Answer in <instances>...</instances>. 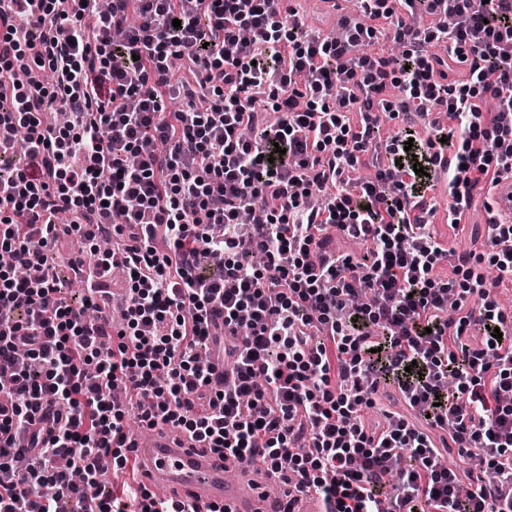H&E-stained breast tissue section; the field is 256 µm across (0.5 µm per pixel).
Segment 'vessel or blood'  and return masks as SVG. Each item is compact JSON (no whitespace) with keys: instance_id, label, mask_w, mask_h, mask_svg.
I'll return each mask as SVG.
<instances>
[{"instance_id":"vessel-or-blood-1","label":"vessel or blood","mask_w":512,"mask_h":512,"mask_svg":"<svg viewBox=\"0 0 512 512\" xmlns=\"http://www.w3.org/2000/svg\"><path fill=\"white\" fill-rule=\"evenodd\" d=\"M495 222H512V176L489 194ZM142 485L159 495L183 500L195 512H275L265 490L274 475L267 470L240 468L222 454L198 447L185 434L168 427L150 429L147 438L126 441Z\"/></svg>"}]
</instances>
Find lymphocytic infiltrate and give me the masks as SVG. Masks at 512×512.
<instances>
[{"mask_svg": "<svg viewBox=\"0 0 512 512\" xmlns=\"http://www.w3.org/2000/svg\"><path fill=\"white\" fill-rule=\"evenodd\" d=\"M361 2L327 39L282 23V0H0V467L19 475L0 512H193L133 477L100 495L101 457L128 466L132 401L324 512H512V315L483 272L512 276V224L484 225L480 253L425 232L430 172L453 225L512 174V0ZM439 13L453 26L424 25ZM382 32L400 54L374 51ZM455 62L467 81H449ZM409 110L423 129L382 141ZM54 111L69 123L46 125ZM362 164L374 176L351 182ZM71 233L90 243L70 260L77 302L53 266ZM337 234L365 253L336 252ZM117 266L119 325L102 301ZM204 349L232 388L209 390ZM382 385L426 428L366 427ZM431 427L484 469L459 479Z\"/></svg>", "mask_w": 512, "mask_h": 512, "instance_id": "lymphocytic-infiltrate-1", "label": "lymphocytic infiltrate"}]
</instances>
